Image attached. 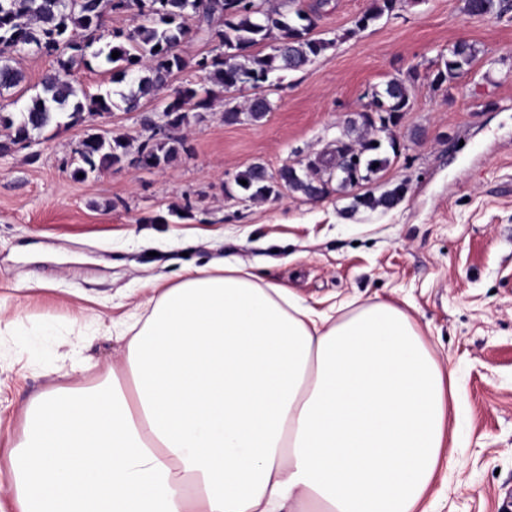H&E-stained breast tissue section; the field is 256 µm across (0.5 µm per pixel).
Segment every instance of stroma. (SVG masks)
<instances>
[{"instance_id": "1", "label": "stroma", "mask_w": 512, "mask_h": 512, "mask_svg": "<svg viewBox=\"0 0 512 512\" xmlns=\"http://www.w3.org/2000/svg\"><path fill=\"white\" fill-rule=\"evenodd\" d=\"M369 0H329L315 37L328 48L298 71L264 85L271 110L259 120L225 107L250 87L220 92L180 130L176 158L136 165L163 102L176 87L208 84L193 62L212 48L190 32L177 48L188 62L172 86L137 112L113 110L68 127L49 126L0 156V448L25 432L39 395L96 385L119 368L124 342L112 333L156 279L173 284L186 264L233 255L264 280L326 312L375 300L402 308L456 388L448 401L452 455L440 456L423 512H507L512 493V13L472 17L463 0H399L364 30ZM460 41L472 67L432 82ZM20 87L0 94V112L40 91L53 58L19 60ZM410 90L405 112L375 123L388 163L349 185L336 148L392 78ZM91 133L122 138L123 162L73 178L76 150ZM316 162L327 189L311 200L279 188L249 199L235 182L253 164L277 175ZM404 186L393 208L358 197Z\"/></svg>"}]
</instances>
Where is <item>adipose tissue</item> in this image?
I'll return each instance as SVG.
<instances>
[{
    "mask_svg": "<svg viewBox=\"0 0 512 512\" xmlns=\"http://www.w3.org/2000/svg\"><path fill=\"white\" fill-rule=\"evenodd\" d=\"M130 313L128 382L41 395L0 465L13 512H414L448 429L416 326L335 319L235 257Z\"/></svg>",
    "mask_w": 512,
    "mask_h": 512,
    "instance_id": "1",
    "label": "adipose tissue"
}]
</instances>
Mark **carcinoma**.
<instances>
[{
    "instance_id": "carcinoma-1",
    "label": "carcinoma",
    "mask_w": 512,
    "mask_h": 512,
    "mask_svg": "<svg viewBox=\"0 0 512 512\" xmlns=\"http://www.w3.org/2000/svg\"><path fill=\"white\" fill-rule=\"evenodd\" d=\"M267 0H0V93L18 87L25 80L17 67V58L30 52L49 56L56 67L41 82L42 91L30 96L16 115L0 114V126L11 129L8 139L0 141V152H10L16 144L28 142L51 123L59 119L73 125L85 116H103L115 106L118 95L123 110L140 107L141 100L152 101L168 86L187 62L176 49L188 33L186 20H196L197 30L207 33L214 48L193 62V67L209 74L212 87L180 86L164 105L165 124L157 126L146 120L153 135L164 139L143 147L136 159L151 169L175 159L179 139L172 135L189 122V113L210 108L216 91L243 87L254 89L245 112L258 120L271 110L261 88L271 73L281 69H299L319 56L330 42L311 36L315 27L314 7L305 11L297 0H284L288 11L266 10ZM397 0H371L368 9L355 21L359 30L384 15L391 14ZM512 10V0H464L463 12L470 16L500 17ZM131 12L139 19L134 30L111 33L103 41L101 29L106 12ZM273 41L272 52L254 54L257 46ZM119 57L112 58L113 52ZM475 52L470 44H455L444 67L437 70L433 83L441 85L470 67ZM111 66L112 81L126 83L128 91L88 96L79 91L71 77L76 69L91 67L92 62ZM373 111L380 120L393 119L409 104V89L405 81L392 79L372 94ZM381 146L363 139L358 147L345 145L336 163L347 184L359 178L361 170L373 172L386 164L380 156ZM78 165L73 177L82 173L109 169L123 161L127 144L120 138L108 139L90 134L77 151ZM313 165L301 174L293 166H284L272 179L261 164H252L236 175L235 181L245 180L241 189L249 198H266L284 185L304 196L315 199L326 192V183L314 176ZM405 193L398 185L375 198L359 197L357 203L370 209L396 206Z\"/></svg>"
}]
</instances>
